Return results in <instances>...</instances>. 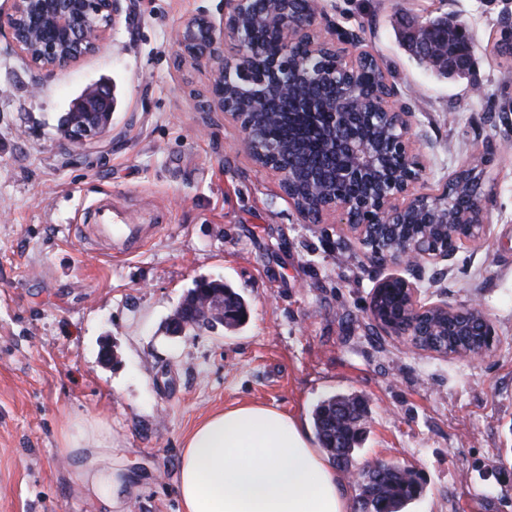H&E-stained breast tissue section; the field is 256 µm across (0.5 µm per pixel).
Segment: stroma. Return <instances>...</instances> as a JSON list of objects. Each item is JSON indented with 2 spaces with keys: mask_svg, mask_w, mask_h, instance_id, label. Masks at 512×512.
<instances>
[{
  "mask_svg": "<svg viewBox=\"0 0 512 512\" xmlns=\"http://www.w3.org/2000/svg\"><path fill=\"white\" fill-rule=\"evenodd\" d=\"M223 0H124L96 52L46 76L0 32V512H178L184 442L209 413L259 403L310 423L354 393L371 412L354 464L417 472L405 512H512V61L489 52L512 0H321L317 25L391 74L413 114L423 189L484 151L490 236L420 275L422 303H480L499 336L466 361L377 331L376 283L397 272L345 239L335 216L302 221L274 174L240 147L239 124L204 109L207 66H178L174 35ZM467 22L474 66L443 78L405 51L404 21ZM114 86L112 124L77 148L57 125L82 91ZM156 219L117 257L79 237L104 195ZM200 279L243 295L237 327L171 335ZM99 420L123 472L111 500L65 467L61 433Z\"/></svg>",
  "mask_w": 512,
  "mask_h": 512,
  "instance_id": "obj_1",
  "label": "stroma"
}]
</instances>
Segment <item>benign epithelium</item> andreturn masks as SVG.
Returning <instances> with one entry per match:
<instances>
[{
  "instance_id": "7a95c632",
  "label": "benign epithelium",
  "mask_w": 512,
  "mask_h": 512,
  "mask_svg": "<svg viewBox=\"0 0 512 512\" xmlns=\"http://www.w3.org/2000/svg\"><path fill=\"white\" fill-rule=\"evenodd\" d=\"M121 0H14L13 11L0 14V31L9 33L12 45L28 62L50 75L68 68L99 49L105 29L88 23V14L103 13L116 22ZM296 0H224V14L215 22L205 14L186 16L177 32V46L183 62L211 66L212 77L206 109L222 112L240 123L242 147L257 166L280 177L284 195L307 222L333 214L347 235L367 249L377 261H394L419 270L426 264L449 260L448 238L457 244L484 242L489 227L484 197L473 196L469 211L458 213L448 206L449 187L462 171L448 176L436 194L421 193L418 185L425 169L410 136L413 113L394 106V87L383 78L384 91L358 94L353 84L361 65L369 59L362 50L352 51L321 36L316 25L319 0H304L305 8H293ZM253 26L265 27L278 46L267 67L255 71L248 60L259 47L243 37ZM406 39L425 52L426 60L451 75L464 74L471 67V51L459 45L458 29L446 24L444 33L434 34L427 24L407 28ZM300 50L335 57L332 70L291 67L288 60ZM235 73L236 82L224 83V74ZM295 89L313 84L330 86L334 92L322 99L297 97L305 108L330 111L336 125L326 138V151L343 159L327 178L304 168H285L282 148L267 145L251 133L253 125L277 119L283 101ZM113 89L97 84L84 91L71 109L72 116L112 115ZM360 125L379 126L382 138L355 134ZM208 315L233 320L238 313L227 307L224 297L200 295ZM371 315L387 336L402 339L416 351L429 347L420 340V319L438 313L454 320L451 335L476 339L449 354L451 358L479 359L496 348V330L478 305L455 309L448 304H422L416 283L400 275L380 280L372 291Z\"/></svg>"
}]
</instances>
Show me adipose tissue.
I'll return each mask as SVG.
<instances>
[{
    "instance_id": "adipose-tissue-1",
    "label": "adipose tissue",
    "mask_w": 512,
    "mask_h": 512,
    "mask_svg": "<svg viewBox=\"0 0 512 512\" xmlns=\"http://www.w3.org/2000/svg\"><path fill=\"white\" fill-rule=\"evenodd\" d=\"M97 423L67 432L58 453L81 479L109 496L119 477ZM180 512H350L335 468L313 448L297 418L259 405L207 417L179 463Z\"/></svg>"
}]
</instances>
